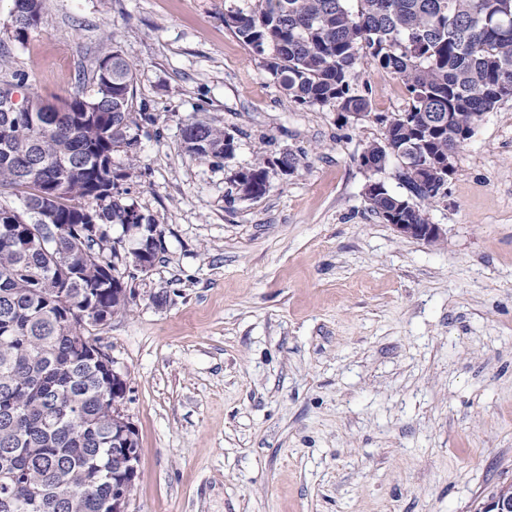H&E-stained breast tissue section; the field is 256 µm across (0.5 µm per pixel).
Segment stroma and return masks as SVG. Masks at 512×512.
Masks as SVG:
<instances>
[{
  "label": "stroma",
  "instance_id": "1",
  "mask_svg": "<svg viewBox=\"0 0 512 512\" xmlns=\"http://www.w3.org/2000/svg\"><path fill=\"white\" fill-rule=\"evenodd\" d=\"M243 0H43L25 43L0 0V82L54 102L97 58L136 64L128 200L165 231L130 312L97 327L127 385L128 512H475L512 484V100L486 113L428 210L439 246L398 237L363 195L366 144L408 107L374 65L370 116L289 101L224 24ZM198 116L229 159L183 148ZM297 155L246 199L236 172Z\"/></svg>",
  "mask_w": 512,
  "mask_h": 512
}]
</instances>
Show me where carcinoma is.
Masks as SVG:
<instances>
[{
    "mask_svg": "<svg viewBox=\"0 0 512 512\" xmlns=\"http://www.w3.org/2000/svg\"><path fill=\"white\" fill-rule=\"evenodd\" d=\"M356 2L352 7L349 2ZM503 0H250L230 8L224 24L265 60L288 99L332 106L342 115L370 112L357 69L374 64L396 75L408 94L405 114L386 132L388 146L366 145L380 163L415 149L425 168L407 185L412 196L382 184L371 210L396 224H425L443 180L448 151L471 137L472 125L512 99V15ZM12 38L22 44L44 23L42 0H14ZM106 73L93 68L81 91L53 118L32 99L31 112H0V128L20 123L27 134L0 133V191L20 206L0 204V512H105L112 486L136 471L112 467V449L138 448L128 417L108 412L105 396L123 391L112 358L88 329L130 311L125 271L139 259L154 264L164 242L121 246L94 228L130 223V203L110 195L112 153L135 158L131 134L145 112L132 115L135 64L109 54ZM183 142L199 160L233 155L235 138L196 116ZM271 160L238 174L237 185L258 198ZM48 207L70 232L51 244L33 220Z\"/></svg>",
    "mask_w": 512,
    "mask_h": 512,
    "instance_id": "obj_1",
    "label": "carcinoma"
}]
</instances>
